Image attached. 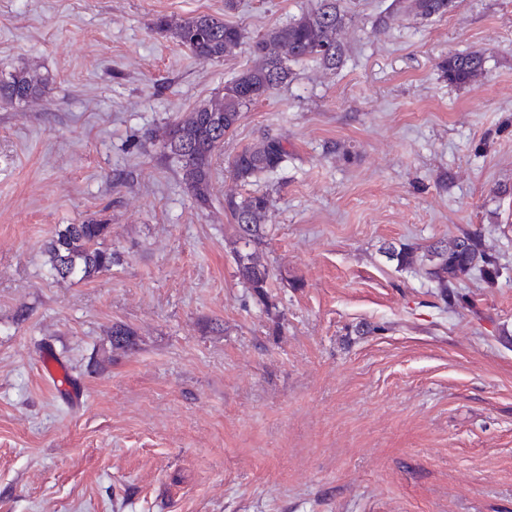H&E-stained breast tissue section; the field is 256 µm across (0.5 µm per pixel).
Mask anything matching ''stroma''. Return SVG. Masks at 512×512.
<instances>
[{"label": "stroma", "mask_w": 512, "mask_h": 512, "mask_svg": "<svg viewBox=\"0 0 512 512\" xmlns=\"http://www.w3.org/2000/svg\"><path fill=\"white\" fill-rule=\"evenodd\" d=\"M393 3L343 0L340 65L291 64L244 110L202 208L166 129L318 0H0V77L50 79L0 101V512H512V0ZM198 13L246 42L204 63L154 27ZM267 136L287 164L240 186L232 157ZM244 191L273 199L266 307L235 275ZM92 220L118 262L51 277L56 229ZM476 228L500 275L461 276L452 307L383 252ZM399 3L401 8L426 20L448 13V0H403ZM481 66V54L475 51L448 56V59L443 61L440 67L449 81L457 84H469ZM48 86V77L21 68L10 73L8 77L0 79V100L6 102L25 101L45 94ZM43 364L46 373L50 379L57 385L60 390L65 391L71 398L73 404L80 405L83 399V389L76 384L67 383L64 380V369L53 360L51 351L47 350L43 354ZM62 381L60 385L59 382Z\"/></svg>", "instance_id": "1"}]
</instances>
